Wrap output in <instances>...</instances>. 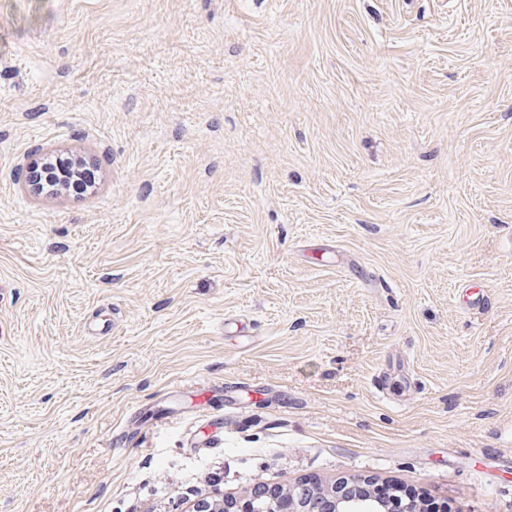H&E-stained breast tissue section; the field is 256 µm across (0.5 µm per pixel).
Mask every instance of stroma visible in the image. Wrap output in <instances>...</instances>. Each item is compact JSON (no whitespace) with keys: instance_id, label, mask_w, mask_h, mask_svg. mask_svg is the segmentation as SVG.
Instances as JSON below:
<instances>
[{"instance_id":"obj_1","label":"stroma","mask_w":512,"mask_h":512,"mask_svg":"<svg viewBox=\"0 0 512 512\" xmlns=\"http://www.w3.org/2000/svg\"><path fill=\"white\" fill-rule=\"evenodd\" d=\"M342 477L512 512V0H0V512ZM41 165L53 168L60 175H62V177L67 176V177H70V179H76L79 182H82L81 180H84V171L85 170H82L81 167L78 165V163H73L72 160L69 158H67L65 160L62 158H56V159L51 158V162H44ZM42 166H41L39 176H37V178H39L40 181H46V179L49 178V174H48L46 168L42 167ZM74 174L77 175L78 177H74L73 176ZM83 183L85 185V191H87L88 188L93 187L92 182H87L84 180Z\"/></svg>"}]
</instances>
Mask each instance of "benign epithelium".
I'll list each match as a JSON object with an SVG mask.
<instances>
[{
	"label": "benign epithelium",
	"instance_id": "benign-epithelium-1",
	"mask_svg": "<svg viewBox=\"0 0 512 512\" xmlns=\"http://www.w3.org/2000/svg\"><path fill=\"white\" fill-rule=\"evenodd\" d=\"M357 479L334 482L325 491L321 502L313 498L310 485L295 484L288 490H257L242 502L199 499L188 512H418L412 500L395 495L388 500L367 498L355 492Z\"/></svg>",
	"mask_w": 512,
	"mask_h": 512
}]
</instances>
